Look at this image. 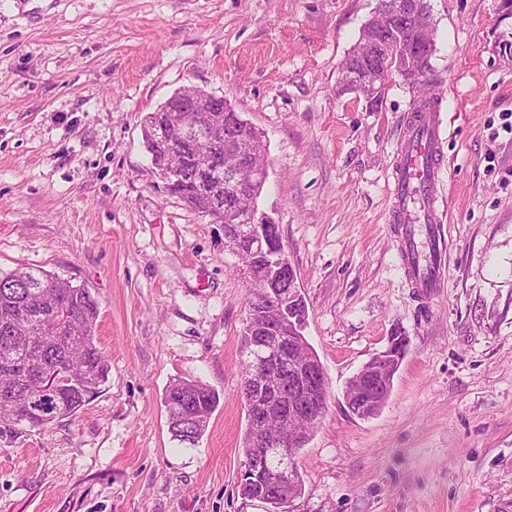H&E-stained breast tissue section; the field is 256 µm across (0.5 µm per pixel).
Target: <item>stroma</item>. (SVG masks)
<instances>
[{"label":"stroma","instance_id":"obj_1","mask_svg":"<svg viewBox=\"0 0 512 512\" xmlns=\"http://www.w3.org/2000/svg\"><path fill=\"white\" fill-rule=\"evenodd\" d=\"M448 250L408 280L388 224L411 87L378 110L338 85L377 0H0V270L87 288L111 372L76 417L0 436V512H267L236 486L246 279L153 172L141 121L199 87L263 133V208L308 307L328 409L296 455L293 512H512V0H430ZM383 410L344 402L391 334ZM220 402L192 448L164 391ZM164 402L167 404L173 437L181 445L195 446L204 430L200 428L198 433H192L183 420V412L186 406L193 405L200 407L203 415L212 414L219 403V395L199 380L178 378L165 389Z\"/></svg>","mask_w":512,"mask_h":512}]
</instances>
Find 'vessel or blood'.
Here are the masks:
<instances>
[{
  "mask_svg": "<svg viewBox=\"0 0 512 512\" xmlns=\"http://www.w3.org/2000/svg\"><path fill=\"white\" fill-rule=\"evenodd\" d=\"M438 112L417 115L408 126L400 149L391 192L394 234L408 273L419 288H435L442 281L446 231L437 217L434 185L442 151Z\"/></svg>",
  "mask_w": 512,
  "mask_h": 512,
  "instance_id": "obj_1",
  "label": "vessel or blood"
}]
</instances>
